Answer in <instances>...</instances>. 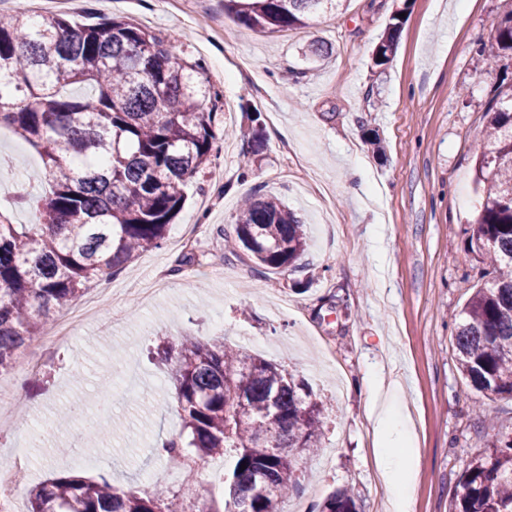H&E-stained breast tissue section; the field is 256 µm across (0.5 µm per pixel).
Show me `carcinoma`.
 I'll return each mask as SVG.
<instances>
[{"instance_id": "obj_1", "label": "carcinoma", "mask_w": 512, "mask_h": 512, "mask_svg": "<svg viewBox=\"0 0 512 512\" xmlns=\"http://www.w3.org/2000/svg\"><path fill=\"white\" fill-rule=\"evenodd\" d=\"M342 0H224L237 24L271 34L310 27ZM398 9L375 45L390 62L404 18ZM479 53L489 67L512 61V10ZM220 93L199 60L120 18L39 20L17 10L0 19V124L40 150L49 181L40 223L0 218V371L73 306L93 280L162 247L185 188L212 164L221 129ZM486 150L474 160L480 209L467 249L487 263L484 285L460 312L454 345L476 390L512 399V82L486 103ZM238 134L258 155L260 113ZM232 243L269 271L298 268L303 224L274 197L254 195L236 213ZM176 384L186 437L159 460L186 468L224 458L222 501L191 512H278L298 490L323 435V405L305 380L224 343L183 336L162 350ZM246 468H241V464ZM178 500L158 485L118 490L106 479L61 472L30 492V512H167ZM317 512H357L346 489ZM451 512H512V432L495 434L467 464Z\"/></svg>"}]
</instances>
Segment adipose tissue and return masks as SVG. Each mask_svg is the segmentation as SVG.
Listing matches in <instances>:
<instances>
[{
	"mask_svg": "<svg viewBox=\"0 0 512 512\" xmlns=\"http://www.w3.org/2000/svg\"><path fill=\"white\" fill-rule=\"evenodd\" d=\"M367 389L371 401V418L378 436V468L390 490L387 512H409V487L412 473L419 462L413 451V429L408 418L396 409V383L373 381Z\"/></svg>",
	"mask_w": 512,
	"mask_h": 512,
	"instance_id": "obj_1",
	"label": "adipose tissue"
}]
</instances>
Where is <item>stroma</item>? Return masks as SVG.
Wrapping results in <instances>:
<instances>
[{"label":"stroma","instance_id":"35a3bbf8","mask_svg":"<svg viewBox=\"0 0 512 512\" xmlns=\"http://www.w3.org/2000/svg\"><path fill=\"white\" fill-rule=\"evenodd\" d=\"M33 14L77 22L123 17L201 57L224 95V124L259 111L265 150L247 180L246 143L227 137L218 159L186 188L175 227L196 224L192 262L169 248L142 253L111 278L120 307L102 302L96 321L72 337H51L19 352L0 385L26 400V423L0 460L26 456L29 486L60 471L114 487L141 486L178 467L157 461V439L182 431L175 389L151 353L190 335L221 338L303 377L326 407L324 436L300 489L279 512L314 505L335 489L353 494L359 512H384L388 490L374 453L368 378L396 380L399 407L415 424L419 465L410 512H448L471 459L494 434L512 429V399L473 389L456 360L459 313L481 282L466 231L477 212L472 163L483 150L484 107L502 70L476 49L512 0H346L313 27L260 35L224 13V0H27ZM405 8L395 57L375 66L371 51L390 15ZM323 40L330 53L314 55ZM381 140L374 150L368 133ZM0 211L16 224L37 221L16 204L17 187L46 190L37 151L0 127ZM276 196L306 223L300 267L274 274L226 237L245 196ZM167 269L151 302L130 291L137 278ZM117 429L84 448L71 466L64 450L87 429ZM52 444L31 449L30 430Z\"/></svg>","mask_w":512,"mask_h":512}]
</instances>
